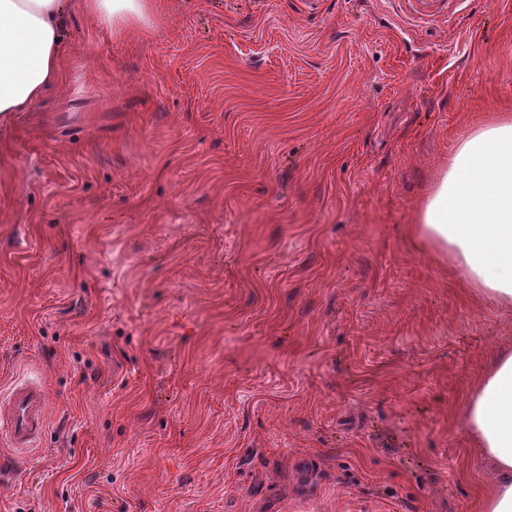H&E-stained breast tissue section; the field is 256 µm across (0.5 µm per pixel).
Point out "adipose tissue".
Wrapping results in <instances>:
<instances>
[{
	"instance_id": "1",
	"label": "adipose tissue",
	"mask_w": 512,
	"mask_h": 512,
	"mask_svg": "<svg viewBox=\"0 0 512 512\" xmlns=\"http://www.w3.org/2000/svg\"><path fill=\"white\" fill-rule=\"evenodd\" d=\"M66 8L67 0H0V118L29 111L63 84ZM82 9L122 34L150 24L153 0H82ZM412 233L478 295L512 307V117L487 123L458 146ZM463 422L495 476L481 512H512V350L486 365L464 402Z\"/></svg>"
}]
</instances>
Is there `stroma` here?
Masks as SVG:
<instances>
[{"label":"stroma","mask_w":512,"mask_h":512,"mask_svg":"<svg viewBox=\"0 0 512 512\" xmlns=\"http://www.w3.org/2000/svg\"><path fill=\"white\" fill-rule=\"evenodd\" d=\"M155 0L67 15L0 121V392L47 395L0 512H480L459 408L512 310L411 236L512 113V0ZM82 9L110 34H122L151 22L153 0H81Z\"/></svg>","instance_id":"35a3bbf8"}]
</instances>
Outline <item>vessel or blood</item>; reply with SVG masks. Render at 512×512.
Returning a JSON list of instances; mask_svg holds the SVG:
<instances>
[{
    "label": "vessel or blood",
    "instance_id": "obj_1",
    "mask_svg": "<svg viewBox=\"0 0 512 512\" xmlns=\"http://www.w3.org/2000/svg\"><path fill=\"white\" fill-rule=\"evenodd\" d=\"M46 407L43 387L30 382L15 384L7 398H0V422L7 427L12 447L35 445L46 425Z\"/></svg>",
    "mask_w": 512,
    "mask_h": 512
}]
</instances>
